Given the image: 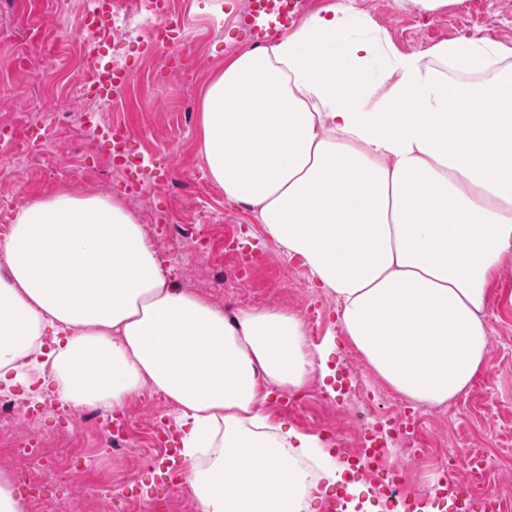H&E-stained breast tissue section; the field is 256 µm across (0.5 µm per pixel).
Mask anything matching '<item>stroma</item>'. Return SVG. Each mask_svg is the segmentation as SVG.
Returning <instances> with one entry per match:
<instances>
[{"label": "stroma", "mask_w": 512, "mask_h": 512, "mask_svg": "<svg viewBox=\"0 0 512 512\" xmlns=\"http://www.w3.org/2000/svg\"><path fill=\"white\" fill-rule=\"evenodd\" d=\"M211 0H169L170 13L183 25L192 68L165 64L148 30L114 40L109 52L119 56L131 78L112 106V121L133 132L131 157L143 160L137 183L128 174L105 176L112 156L107 127L84 139L60 127L64 110L83 108L77 88L89 65L85 37L72 0H0V127L26 136L40 125L44 136L33 149V163L0 165V225L11 224L17 209L37 196L59 191L103 194L122 199L143 224L150 243L164 259L168 277L215 306H273L302 316L312 342L329 341L330 376L302 389L304 403L284 409L286 390L271 387L267 408L276 420L326 440L336 459L350 464L348 448L356 440L384 437L406 494L443 482L442 464L449 449L486 460L477 493L498 494L503 512H512V258L491 285L486 304L490 326L489 360L470 389L448 405L412 406L380 380L345 336L335 299L314 279L301 256L276 251L261 224L243 206L225 201L210 179L199 153V103L213 72L229 52L244 0L208 11ZM359 9L383 28L403 52L423 50L445 39L487 36L512 45V0H457L437 13H423L395 0H355ZM158 165L175 177L157 188L147 176ZM176 224L199 225L209 238L214 267L197 264L186 244L172 240ZM239 256L263 251L261 264L244 262V287L225 288V247ZM0 396L21 405L17 432L35 427L45 455L41 472L45 497L62 499L67 512H99L111 500L112 512H147L134 497L136 485L152 481L151 461L159 451L155 434L176 425L175 412L162 396L136 397L124 411L130 425L126 457L107 451L99 429L83 413L58 409L50 397L32 399L21 387L0 384ZM361 408L367 424L353 432L342 428L337 410ZM78 438L82 455L68 456L63 441ZM409 447L407 455L395 443Z\"/></svg>", "instance_id": "1"}]
</instances>
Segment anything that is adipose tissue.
I'll return each mask as SVG.
<instances>
[{"mask_svg":"<svg viewBox=\"0 0 512 512\" xmlns=\"http://www.w3.org/2000/svg\"><path fill=\"white\" fill-rule=\"evenodd\" d=\"M200 125L212 182L304 258L377 377L427 408L472 385L512 255V46L404 53L354 0H332L227 58ZM329 373L298 314L229 317L173 284L120 199L34 198L0 236V383L64 410L161 393L195 512H309L320 482L344 484L318 436L266 408L269 387Z\"/></svg>","mask_w":512,"mask_h":512,"instance_id":"ef3b65f1","label":"adipose tissue"}]
</instances>
